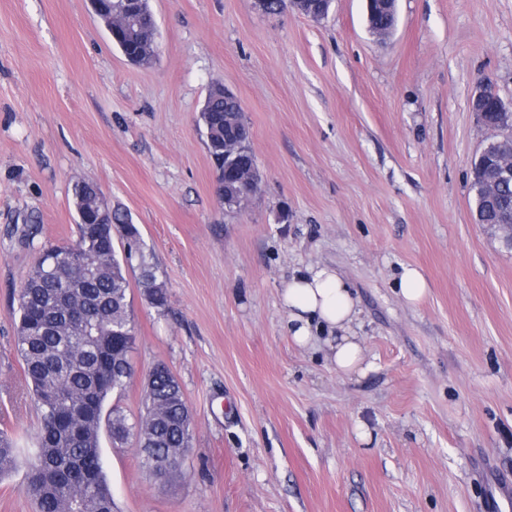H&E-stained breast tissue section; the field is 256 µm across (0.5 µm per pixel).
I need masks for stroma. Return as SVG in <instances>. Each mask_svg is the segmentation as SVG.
<instances>
[{
    "mask_svg": "<svg viewBox=\"0 0 512 512\" xmlns=\"http://www.w3.org/2000/svg\"><path fill=\"white\" fill-rule=\"evenodd\" d=\"M147 66L90 0H0V420L38 426L14 300L44 243L76 238L72 186L136 224L167 289L127 273L136 418L158 363L194 415L192 449L157 480L102 436L117 512H484L512 480V248L475 223L471 164L494 138L478 86L512 102V0H397L386 40L363 0L327 18L258 0H149ZM240 100L261 175L230 212L199 122L211 84ZM42 231L33 242L25 234ZM429 284L415 306L404 265ZM348 281L372 371L296 347L279 300L294 270ZM394 281L397 296L408 305L417 304L428 291L426 277L415 267L402 266Z\"/></svg>",
    "mask_w": 512,
    "mask_h": 512,
    "instance_id": "1",
    "label": "stroma"
}]
</instances>
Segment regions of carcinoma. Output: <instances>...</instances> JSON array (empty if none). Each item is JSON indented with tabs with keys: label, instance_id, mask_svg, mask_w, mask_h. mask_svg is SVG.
<instances>
[{
	"label": "carcinoma",
	"instance_id": "obj_1",
	"mask_svg": "<svg viewBox=\"0 0 512 512\" xmlns=\"http://www.w3.org/2000/svg\"><path fill=\"white\" fill-rule=\"evenodd\" d=\"M123 28L135 37L137 48L152 53V21L126 20ZM241 111L238 99L215 97L210 111L201 114L210 132L207 148L216 163L221 200L224 164L237 155H224L225 133L235 130ZM89 186L79 181L72 187L75 208L89 211L77 224V240L43 245L18 294L16 350L40 425L31 448L19 447L13 431L0 429V478L24 470L23 491L36 512H115L101 454L104 421L113 447L134 442L142 464L155 476L168 471L155 468L154 460L184 458L193 439L182 388L162 364L151 371L144 411L135 420L117 406L104 414L108 398L121 395L132 375L136 336L125 267L139 269L143 296L152 307L164 308L167 293L137 226L118 208L100 210ZM473 209L479 222L498 223L499 214L512 213V184L500 189L498 210L478 206L476 198ZM101 220L121 234L123 253L116 250L113 235L100 230Z\"/></svg>",
	"mask_w": 512,
	"mask_h": 512
}]
</instances>
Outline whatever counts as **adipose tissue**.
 <instances>
[{"label":"adipose tissue","instance_id":"obj_1","mask_svg":"<svg viewBox=\"0 0 512 512\" xmlns=\"http://www.w3.org/2000/svg\"><path fill=\"white\" fill-rule=\"evenodd\" d=\"M281 301L295 344L324 352L345 375L363 376L372 370L353 329L358 301L336 269L322 266L294 273L281 291Z\"/></svg>","mask_w":512,"mask_h":512}]
</instances>
